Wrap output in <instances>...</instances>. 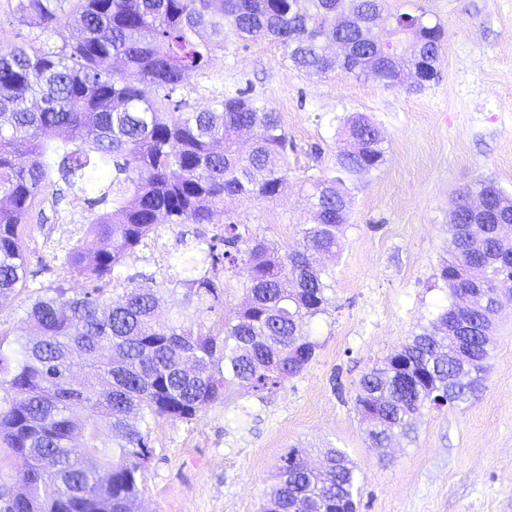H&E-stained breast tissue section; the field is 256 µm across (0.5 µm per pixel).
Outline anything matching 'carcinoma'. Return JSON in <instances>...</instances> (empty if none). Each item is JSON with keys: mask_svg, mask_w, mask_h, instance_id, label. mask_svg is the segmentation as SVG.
<instances>
[{"mask_svg": "<svg viewBox=\"0 0 512 512\" xmlns=\"http://www.w3.org/2000/svg\"><path fill=\"white\" fill-rule=\"evenodd\" d=\"M60 0H18L17 10L55 23ZM411 19L425 30L404 53ZM232 25L244 38L272 39L298 71L338 70L385 86L405 80L419 56L438 74L443 30L424 15L385 11V0H77L76 42L65 52L0 49V299L29 287L36 250L23 229L33 203L58 170L69 185L97 194L84 234L52 250L67 275L37 292L27 316L39 331L13 356L0 347V442L27 462L24 488L0 491V512H131L153 454L150 420L190 421L224 391L261 396L281 389L315 356L304 327L326 312L333 270L349 219L346 181L385 163L383 139L364 113L340 123L347 148L337 175L314 187L315 223L282 251L230 222L224 234L187 245L183 300L157 321L163 295L147 285L108 295L115 267L168 224H209L236 197L275 199L288 168V132L278 113L244 94L195 112H163L147 94L172 100L186 72L209 62L211 40ZM252 132L241 152L237 134ZM28 157L20 166L16 158ZM487 196L473 224H452L451 257L435 278L453 302L394 355L359 380L355 410L374 448L406 438L427 410L466 400L489 371L491 315L512 299V239L496 220L512 215V193L491 179L460 194ZM109 206L96 212L93 206ZM241 276L234 320L208 326L224 275ZM87 370L76 381V366ZM107 432L110 445L100 443ZM82 436L84 452L71 448ZM359 477L329 448L317 471L292 451L259 512H356Z\"/></svg>", "mask_w": 512, "mask_h": 512, "instance_id": "cac0c4a2", "label": "carcinoma"}]
</instances>
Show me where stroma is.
<instances>
[{"instance_id":"1","label":"stroma","mask_w":512,"mask_h":512,"mask_svg":"<svg viewBox=\"0 0 512 512\" xmlns=\"http://www.w3.org/2000/svg\"><path fill=\"white\" fill-rule=\"evenodd\" d=\"M17 3L0 0V46L61 50L75 0H62L51 31ZM387 7L442 25L439 77L421 90L340 72L303 74L278 42L245 40L229 27L214 40L210 65L185 76L182 111L242 93L279 113L292 143L286 182L276 199L228 202L212 223L161 225L115 269L114 288L134 282L169 292L186 244L231 221L293 248L313 221L315 183L336 164L338 118L368 115L386 162L347 184L351 211L329 304L307 325L315 358L277 393L230 390L191 421H152L154 452L134 512H257L289 450L317 467L329 448L361 478L357 512H512V301L494 317L490 369L467 400L425 412L412 438L386 448L370 447L355 410L372 361L399 350L449 302L433 273L453 248L449 220L460 192L486 178L512 192V0H388ZM51 181L28 231L38 244L75 242L85 214L72 205L80 189L57 173ZM167 300L176 297L169 292ZM28 302L23 292L0 304L5 349L36 333Z\"/></svg>"}]
</instances>
